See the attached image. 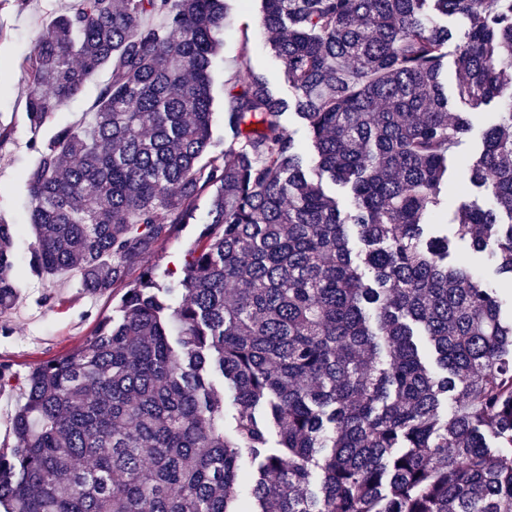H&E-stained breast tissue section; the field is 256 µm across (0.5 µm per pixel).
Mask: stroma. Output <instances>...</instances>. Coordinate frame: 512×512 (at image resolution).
Masks as SVG:
<instances>
[{"label": "stroma", "instance_id": "obj_1", "mask_svg": "<svg viewBox=\"0 0 512 512\" xmlns=\"http://www.w3.org/2000/svg\"><path fill=\"white\" fill-rule=\"evenodd\" d=\"M64 0H0V21L7 35L0 38V122L11 128V136L0 145V220L21 227L15 240L19 266H26L32 233L28 224V193L25 175L34 162L29 149L33 137L50 138L56 127L78 122L97 98L99 88L110 73L100 70L55 113L51 122L33 130L27 120L25 102L28 87L16 67L17 61L34 46L42 22L60 10ZM224 26V78L237 75L244 64L261 71L275 97L291 100L293 90L280 60L272 52L268 34L260 20L261 0H228ZM248 58H241V51ZM493 117L492 107L474 111L472 129L466 135L448 176L454 197L486 204L484 194L469 183L467 166L477 151L483 129ZM457 258L467 261L475 276L502 289L505 302H512V281L500 275L490 251H474L468 243H458ZM53 294L55 306L41 305L42 295ZM111 296H94L82 291L70 274L45 280L25 277L20 298L13 310L0 315V364L25 373L29 366L47 361L82 345L90 337L98 318L111 314Z\"/></svg>", "mask_w": 512, "mask_h": 512}]
</instances>
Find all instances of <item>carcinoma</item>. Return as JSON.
<instances>
[{"label": "carcinoma", "mask_w": 512, "mask_h": 512, "mask_svg": "<svg viewBox=\"0 0 512 512\" xmlns=\"http://www.w3.org/2000/svg\"><path fill=\"white\" fill-rule=\"evenodd\" d=\"M66 2L17 65L31 128L110 77L82 122L31 142L29 273L72 272L114 306L83 345L0 365L23 397L5 512H512V307L433 224L472 128L440 81L452 46L459 96L506 106L469 167L493 207L460 203L454 234L512 278V0H261L345 215L252 68L224 106L235 141L213 140L225 0ZM187 224L182 275L163 278L146 258ZM18 233L0 220V314Z\"/></svg>", "instance_id": "obj_1"}]
</instances>
